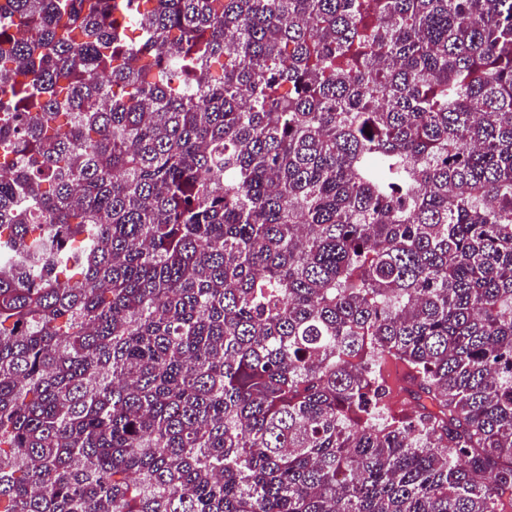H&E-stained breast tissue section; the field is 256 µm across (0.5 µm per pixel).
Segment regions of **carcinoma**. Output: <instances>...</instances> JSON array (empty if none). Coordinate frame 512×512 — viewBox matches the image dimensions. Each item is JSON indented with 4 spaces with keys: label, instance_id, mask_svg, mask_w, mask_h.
Here are the masks:
<instances>
[{
    "label": "carcinoma",
    "instance_id": "cac0c4a2",
    "mask_svg": "<svg viewBox=\"0 0 512 512\" xmlns=\"http://www.w3.org/2000/svg\"><path fill=\"white\" fill-rule=\"evenodd\" d=\"M508 502L512 0H0V512Z\"/></svg>",
    "mask_w": 512,
    "mask_h": 512
}]
</instances>
